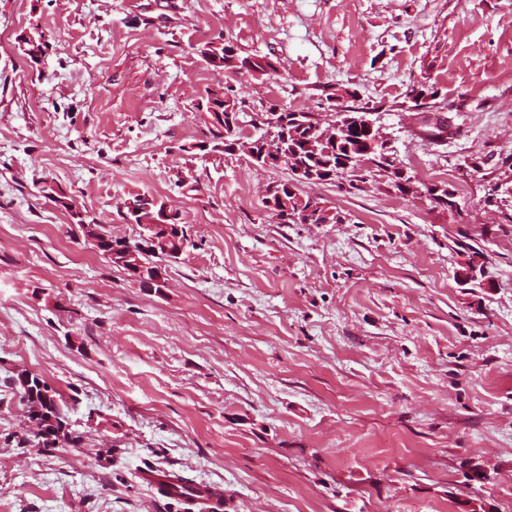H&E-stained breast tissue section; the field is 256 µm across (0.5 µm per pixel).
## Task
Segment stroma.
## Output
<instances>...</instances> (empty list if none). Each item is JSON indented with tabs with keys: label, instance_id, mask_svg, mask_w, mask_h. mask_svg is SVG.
Here are the masks:
<instances>
[{
	"label": "stroma",
	"instance_id": "35a3bbf8",
	"mask_svg": "<svg viewBox=\"0 0 512 512\" xmlns=\"http://www.w3.org/2000/svg\"><path fill=\"white\" fill-rule=\"evenodd\" d=\"M218 36L276 71L224 79L194 50ZM226 80L246 137L273 107L371 108L459 212L372 175L304 186L344 223H279L288 169L208 145L194 104ZM46 179L131 241L120 199L171 200L197 247L141 287ZM511 181L512 0H0V512H186L146 467L222 485L224 512H512ZM465 236L485 287L454 278ZM23 371L61 396L55 443ZM33 30H35L34 33L22 37V45H19V47L27 59L38 61L48 48L49 42L45 43L43 41V30H38V25Z\"/></svg>",
	"mask_w": 512,
	"mask_h": 512
}]
</instances>
